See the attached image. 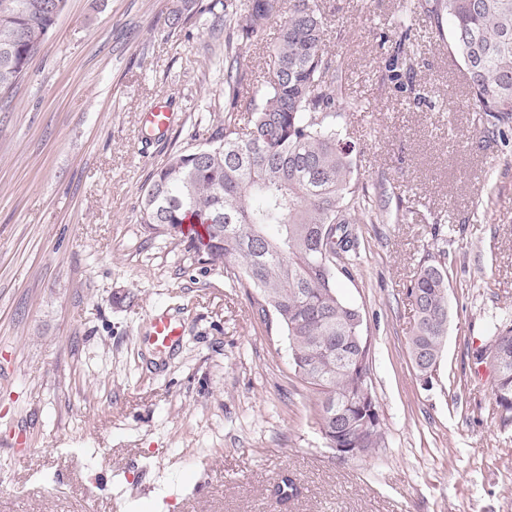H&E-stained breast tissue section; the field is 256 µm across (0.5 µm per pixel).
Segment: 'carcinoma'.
<instances>
[{"mask_svg":"<svg viewBox=\"0 0 512 512\" xmlns=\"http://www.w3.org/2000/svg\"><path fill=\"white\" fill-rule=\"evenodd\" d=\"M65 0H0V99L12 94L41 50ZM284 0H182L167 25L186 13L214 15L228 34L224 119L198 124L195 145L171 153L141 186V220L166 228L197 260L224 269L232 288H251L257 311L270 314L288 336L296 376L317 395V425L328 447L365 454L384 443L378 405H359L371 385L369 344L356 337L361 309L340 295L337 271L358 248L352 225L370 211L353 180L351 141L336 126L342 63L325 44L329 18L319 0H292L269 57L265 89L242 70L233 40H250L282 14ZM448 54L463 65L467 107L482 114L484 141L512 131V0H412ZM389 63L402 81L405 22ZM204 227L185 232L182 224ZM448 263L426 255L408 297L415 323L408 350L418 377H432L448 331ZM491 388L502 412L512 414V317L493 325L474 364L491 367Z\"/></svg>","mask_w":512,"mask_h":512,"instance_id":"cac0c4a2","label":"carcinoma"}]
</instances>
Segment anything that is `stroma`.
<instances>
[{"instance_id": "stroma-1", "label": "stroma", "mask_w": 512, "mask_h": 512, "mask_svg": "<svg viewBox=\"0 0 512 512\" xmlns=\"http://www.w3.org/2000/svg\"><path fill=\"white\" fill-rule=\"evenodd\" d=\"M406 2H321L344 68L337 123L375 215L340 283L384 443L343 458L253 289L141 222L149 174L230 104L213 74L224 28L205 14L169 29L177 0H66L0 104V512H512V422L471 357L512 314V135L479 138L464 71L423 17L405 52L434 97L396 89L380 36ZM157 100L174 114L163 132L143 119ZM442 251L448 334L426 383L407 287ZM163 311L186 330L158 353Z\"/></svg>"}]
</instances>
